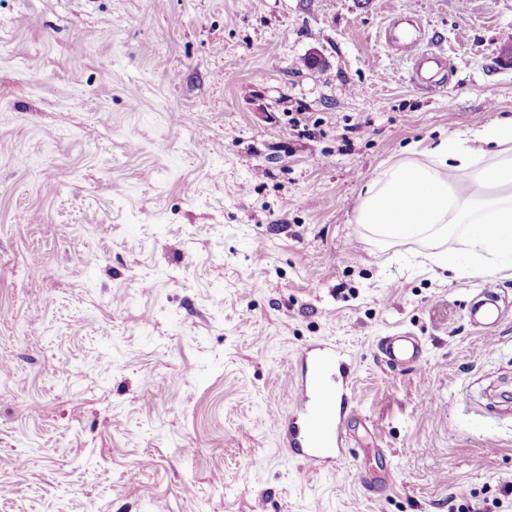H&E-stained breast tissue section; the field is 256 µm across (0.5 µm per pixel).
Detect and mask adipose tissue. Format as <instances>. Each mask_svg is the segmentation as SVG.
I'll list each match as a JSON object with an SVG mask.
<instances>
[{
    "mask_svg": "<svg viewBox=\"0 0 512 512\" xmlns=\"http://www.w3.org/2000/svg\"><path fill=\"white\" fill-rule=\"evenodd\" d=\"M367 184L355 220L377 240L419 238L435 244L434 263L453 260L455 231L466 225L477 266L492 272L512 258V116L459 133ZM497 161L484 165L486 156Z\"/></svg>",
    "mask_w": 512,
    "mask_h": 512,
    "instance_id": "obj_1",
    "label": "adipose tissue"
}]
</instances>
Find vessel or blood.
I'll use <instances>...</instances> for the list:
<instances>
[{"label": "vessel or blood", "mask_w": 512, "mask_h": 512, "mask_svg": "<svg viewBox=\"0 0 512 512\" xmlns=\"http://www.w3.org/2000/svg\"><path fill=\"white\" fill-rule=\"evenodd\" d=\"M421 24L411 20L409 28L391 25L386 37L401 50L415 55L419 66L440 67V54L421 49L418 34ZM512 302L493 284H486L478 301L472 302L469 321L484 334H494ZM380 350L392 367L404 368L419 360L422 345L413 336H391ZM298 366L292 411L281 422L284 446L310 469L335 464L342 457L347 431L349 378L345 362L335 347L311 344L303 347L296 359Z\"/></svg>", "instance_id": "vessel-or-blood-1"}]
</instances>
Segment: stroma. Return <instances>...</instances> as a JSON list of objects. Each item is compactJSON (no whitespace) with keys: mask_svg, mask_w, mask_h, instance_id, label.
<instances>
[{"mask_svg":"<svg viewBox=\"0 0 512 512\" xmlns=\"http://www.w3.org/2000/svg\"><path fill=\"white\" fill-rule=\"evenodd\" d=\"M405 11L429 93L385 37ZM504 116L512 0H0V512H512V317L467 315L512 266L354 221ZM397 332L421 365L382 360ZM317 341L352 406L312 471L274 421Z\"/></svg>","mask_w":512,"mask_h":512,"instance_id":"obj_1","label":"stroma"}]
</instances>
